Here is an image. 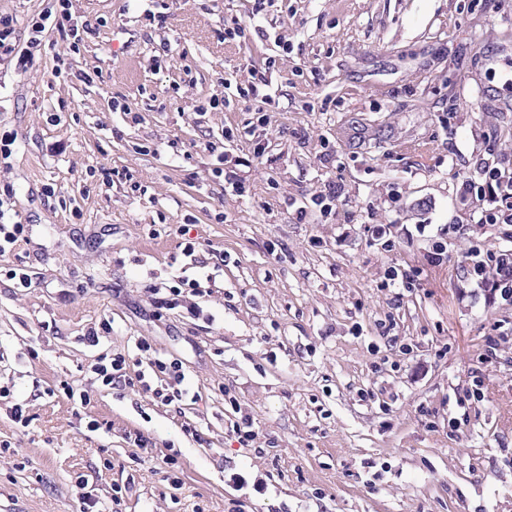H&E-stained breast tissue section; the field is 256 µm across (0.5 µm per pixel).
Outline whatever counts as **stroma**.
I'll return each mask as SVG.
<instances>
[{
	"label": "stroma",
	"instance_id": "1",
	"mask_svg": "<svg viewBox=\"0 0 512 512\" xmlns=\"http://www.w3.org/2000/svg\"><path fill=\"white\" fill-rule=\"evenodd\" d=\"M71 4L97 29L79 50L51 31L25 72L0 61V222L25 227L0 258V386L30 418L0 409V512H512V302L473 273L512 257V223L461 188L512 157V0ZM253 68L279 104L225 140L255 103L210 101ZM188 240L224 273L158 308ZM141 339L191 397L101 384ZM105 360L106 357L101 358V361L94 368V372L102 385L112 386L115 383L122 382V380L126 384L127 367H130L129 356L127 358L126 355L115 354L109 362L105 363Z\"/></svg>",
	"mask_w": 512,
	"mask_h": 512
}]
</instances>
